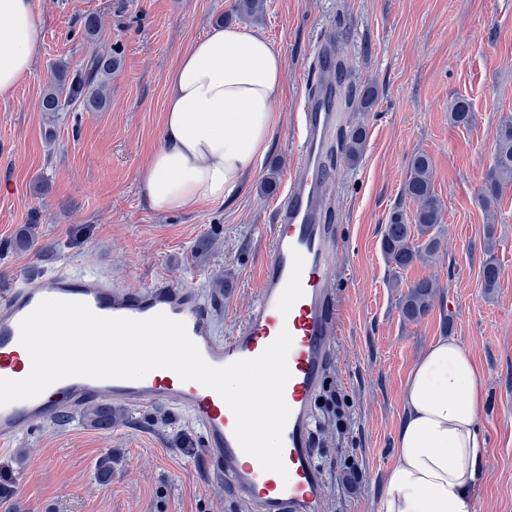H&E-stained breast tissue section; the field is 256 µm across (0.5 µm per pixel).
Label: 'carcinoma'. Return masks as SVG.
Masks as SVG:
<instances>
[{
    "mask_svg": "<svg viewBox=\"0 0 512 512\" xmlns=\"http://www.w3.org/2000/svg\"><path fill=\"white\" fill-rule=\"evenodd\" d=\"M120 66L117 54L110 52L92 53L81 67L70 70L68 64L58 63L54 68L53 80L46 86L40 98V111L53 114L62 112L78 102L88 110H99L106 106V87L112 72ZM359 97L360 106L369 110L375 104L377 91L366 86L353 94V89L339 82L336 102L343 108L349 107L353 97ZM451 121L456 125L468 126L473 120L471 106L467 99L458 97L448 106ZM366 143V133L361 128H353L340 133L336 149L331 151L327 161L334 167L344 160L350 164L362 156ZM434 172L430 156L423 151L411 154L401 194L416 205L412 215L404 209L395 208L385 225L381 249L393 274V287L400 283V271L417 263L427 262L441 249L443 234V211L440 200L434 191ZM512 187V115L505 116L499 124L494 144L493 165L488 170L481 192V204L494 219L493 208L502 199L505 190ZM496 239L493 224H487V237L484 242L486 260L481 270L483 287L490 290L497 286L499 266L494 256ZM441 295L439 282L430 277H422L409 285L399 299V309L404 320L415 323L433 308ZM118 414L110 407H96L87 413L90 425L99 430H110Z\"/></svg>",
    "mask_w": 512,
    "mask_h": 512,
    "instance_id": "carcinoma-1",
    "label": "carcinoma"
}]
</instances>
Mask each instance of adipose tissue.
Returning <instances> with one entry per match:
<instances>
[{
  "label": "adipose tissue",
  "instance_id": "adipose-tissue-1",
  "mask_svg": "<svg viewBox=\"0 0 512 512\" xmlns=\"http://www.w3.org/2000/svg\"><path fill=\"white\" fill-rule=\"evenodd\" d=\"M37 46L34 0H0V97L30 73ZM283 90V55L250 29L217 27L190 45L168 76L162 142L142 173L151 208L237 195L269 148ZM484 401L469 351L453 338L433 344L407 380L378 512H473Z\"/></svg>",
  "mask_w": 512,
  "mask_h": 512
}]
</instances>
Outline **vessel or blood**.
<instances>
[{
    "label": "vessel or blood",
    "mask_w": 512,
    "mask_h": 512,
    "mask_svg": "<svg viewBox=\"0 0 512 512\" xmlns=\"http://www.w3.org/2000/svg\"><path fill=\"white\" fill-rule=\"evenodd\" d=\"M340 117L327 84L306 98L298 119L296 159L288 189L274 217L258 297L245 321L227 337L217 336L212 294L156 281L125 290L107 277L63 265L31 278L18 274L0 294V378L19 380L31 369L20 343L19 324L45 299L87 304L97 315L146 319L163 313L183 321L203 358L222 367L258 357L288 330L291 377L284 390L290 416L283 433L287 476L262 470L234 436L235 418L221 396L174 372L156 369L139 380L71 377L38 397L0 407V446H10L32 427L73 416L89 404L118 402L131 409L162 403L185 412L200 428L207 462L219 480L254 512H324L323 474L314 453L315 400L328 371L336 334V288L330 275L336 253L334 179L323 163Z\"/></svg>",
    "instance_id": "obj_1"
}]
</instances>
